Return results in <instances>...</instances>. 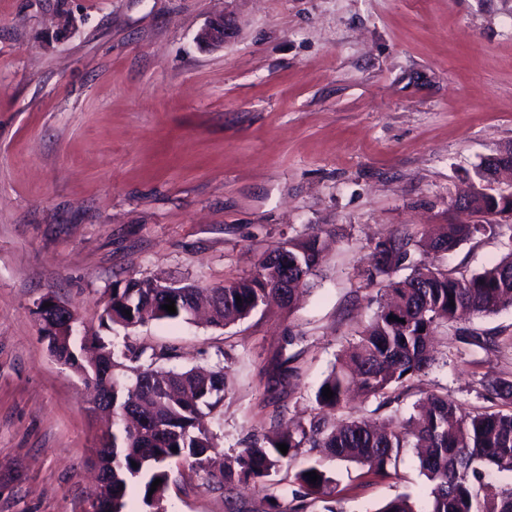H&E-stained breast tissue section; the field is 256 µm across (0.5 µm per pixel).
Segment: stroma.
<instances>
[{"mask_svg": "<svg viewBox=\"0 0 512 512\" xmlns=\"http://www.w3.org/2000/svg\"><path fill=\"white\" fill-rule=\"evenodd\" d=\"M225 14L224 48L195 35ZM512 144V0H0V512H87L104 426L82 378L48 350L52 297L116 352L163 370L226 368L224 453L308 417L342 351L401 267L367 280L377 245L456 219L475 167ZM441 256L468 277L512 248V215ZM321 230L328 251L292 308L216 328L100 325L114 282L203 288L251 275L270 249ZM479 333L497 347L465 344ZM407 395L351 400L338 417L409 418L430 392L509 412L480 380L512 381V308L439 328ZM298 376L276 382L281 364ZM341 512H376L428 484L414 449L394 473L324 460ZM166 512H264L188 467Z\"/></svg>", "mask_w": 512, "mask_h": 512, "instance_id": "1", "label": "stroma"}]
</instances>
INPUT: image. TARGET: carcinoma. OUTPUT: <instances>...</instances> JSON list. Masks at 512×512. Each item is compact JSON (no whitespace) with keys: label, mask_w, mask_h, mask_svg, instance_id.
<instances>
[{"label":"carcinoma","mask_w":512,"mask_h":512,"mask_svg":"<svg viewBox=\"0 0 512 512\" xmlns=\"http://www.w3.org/2000/svg\"><path fill=\"white\" fill-rule=\"evenodd\" d=\"M497 166L483 159L474 170L466 212L450 224H439L414 242L395 233L380 244L369 277L384 275L411 262L410 246L423 259L412 262L411 272L388 283L386 298L373 319L344 351L339 366L316 394L317 412L304 422L287 424L275 439H256L235 455L224 457L211 469L219 453L213 433L203 419L220 412L228 389L224 368L175 372L140 365L141 354L116 353L96 332L53 330L41 326L54 355H65L70 369L93 385L95 393L112 407V428L103 431L92 449L95 465L107 481V496L94 497L89 512H129L131 491L142 492L143 512H165L164 501L172 481V465L186 464L216 484L232 499L241 487L263 493L271 512L279 508L276 476L306 458L292 474L291 512H305L307 500L325 503L324 512H336L335 479L321 469V458L367 464L378 472L396 466L401 449H419L423 474L430 485L427 512H512V482L500 483L494 473L512 474V412L462 414L448 396L429 393L415 404L405 421L389 419L373 427L358 418L338 420L336 409L345 400L351 382L367 397L399 388L435 361L432 338L438 328L476 315L512 307V248L498 261L469 277L458 278L431 259L445 254L478 234L494 229L491 217L512 213V191L493 187ZM323 245L312 233L267 252L256 271L229 285L210 289V322L227 327L249 317L271 298L291 304V282L308 288L321 261ZM160 278H130L112 287L101 314L102 322L135 328L150 321H189L188 309L198 310L201 289L185 283L172 296L176 313L162 309L167 300L152 284ZM241 301H236V298ZM131 311L126 315L125 311ZM393 315L405 320L391 321ZM334 396L326 399L322 390ZM486 397L512 400V382L491 378ZM288 445L287 454L278 449ZM178 451H172V448ZM137 467H132V463ZM320 479L309 482L307 472ZM162 484L151 490L152 483ZM378 512H419L407 494H398Z\"/></svg>","instance_id":"carcinoma-1"}]
</instances>
